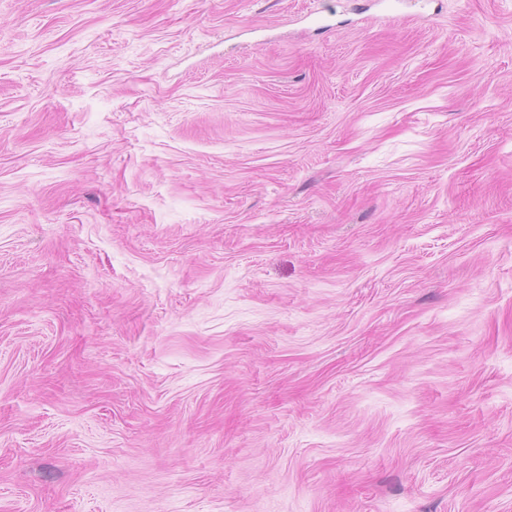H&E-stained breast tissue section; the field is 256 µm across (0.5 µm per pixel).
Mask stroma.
Here are the masks:
<instances>
[{
  "mask_svg": "<svg viewBox=\"0 0 512 512\" xmlns=\"http://www.w3.org/2000/svg\"><path fill=\"white\" fill-rule=\"evenodd\" d=\"M0 512H512V0H0Z\"/></svg>",
  "mask_w": 512,
  "mask_h": 512,
  "instance_id": "stroma-1",
  "label": "stroma"
}]
</instances>
